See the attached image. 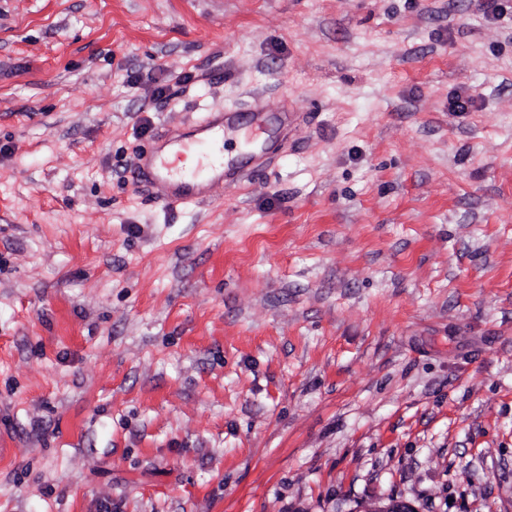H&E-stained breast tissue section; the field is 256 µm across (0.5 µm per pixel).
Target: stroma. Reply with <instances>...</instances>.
Here are the masks:
<instances>
[{
	"instance_id": "35a3bbf8",
	"label": "stroma",
	"mask_w": 512,
	"mask_h": 512,
	"mask_svg": "<svg viewBox=\"0 0 512 512\" xmlns=\"http://www.w3.org/2000/svg\"><path fill=\"white\" fill-rule=\"evenodd\" d=\"M0 448V512H512V0H0ZM231 121L208 112L188 130L165 136L160 146L141 156L131 173L133 184L156 190L169 209H176L207 200L224 182L241 181L243 170L224 154V127Z\"/></svg>"
}]
</instances>
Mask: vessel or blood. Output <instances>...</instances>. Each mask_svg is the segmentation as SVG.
I'll list each match as a JSON object with an SVG mask.
<instances>
[{
    "label": "vessel or blood",
    "mask_w": 512,
    "mask_h": 512,
    "mask_svg": "<svg viewBox=\"0 0 512 512\" xmlns=\"http://www.w3.org/2000/svg\"><path fill=\"white\" fill-rule=\"evenodd\" d=\"M224 121L207 114L188 130L164 137L160 146L141 156L131 173L134 185L155 190L171 209L197 204L212 189L244 177L237 161L224 153Z\"/></svg>",
    "instance_id": "vessel-or-blood-1"
}]
</instances>
